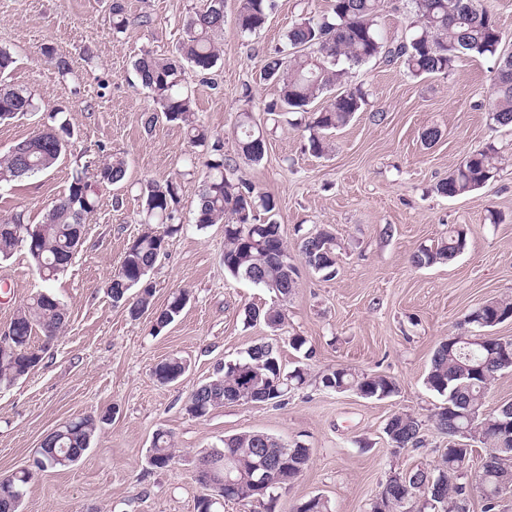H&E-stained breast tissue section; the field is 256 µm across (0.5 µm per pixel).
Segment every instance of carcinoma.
I'll return each instance as SVG.
<instances>
[{
	"mask_svg": "<svg viewBox=\"0 0 512 512\" xmlns=\"http://www.w3.org/2000/svg\"><path fill=\"white\" fill-rule=\"evenodd\" d=\"M416 16L415 31L390 41L379 29L381 0H332L329 12L315 17L302 16L284 34V45L268 53L260 70V79L279 87V100L267 105L268 112L298 113L294 126L309 132L307 149L322 155L329 148L326 132L346 125L362 110L365 94L349 85L350 70L372 59L388 63L401 62L413 77L446 75L463 55L497 57L491 77L492 94L487 101L489 120L500 127L512 128V59L498 56L503 33L487 0H412ZM273 9V0H238L236 23L243 34L264 27ZM122 0H112V29L117 33L128 27ZM224 28V0H204L199 9L184 21L183 36L177 54L159 57L146 53L135 63V75L149 91L159 112L145 114L144 123L152 126L162 116L182 126L189 143L196 147L213 141L204 161H191L202 166V184L196 202L197 227L224 225V270L232 278H244L257 286L272 290L285 298L296 286L297 267L288 256L281 225L275 219L277 202L255 187L230 176V164L224 157L220 140L196 116L192 95L181 86L184 67L209 72L220 58L215 36ZM15 58L0 48V122L20 112H32L36 103L32 94L7 83ZM342 86L344 90L318 112L307 107L324 91ZM239 147L248 160L259 163L266 151V139L258 128L253 113L238 114ZM71 132L65 124L49 125L36 130L18 142L22 150H8L0 156V183H11L46 172L65 155ZM505 163L499 148L489 143L466 157L448 178L439 182L437 191L448 197L468 194L495 181ZM126 175V160L111 154L95 168L92 175L80 171L70 184L68 194L59 198L41 224H26L20 216L0 221V260L26 247L32 264L46 283L54 281L71 264L70 251L78 234L85 230L86 220L95 209V185L114 184ZM180 184L171 178L164 183L148 181L141 186L144 218L147 228L135 237L124 252L120 266L108 286L114 304L127 306L136 318L152 303L153 285L144 271L150 270L163 255L167 240L182 226L175 223V207L180 202ZM466 246L460 229L451 230L448 238L434 247L413 253L412 265L430 267L443 264ZM300 258L327 279L336 272L335 237L325 229L308 231L301 236ZM190 301L185 290L173 292L166 305L154 318L153 330L160 332L173 323ZM249 322L260 321L279 330L284 315L275 306L250 307L245 312ZM512 319V301L491 300L472 310L465 323L482 327L496 326ZM66 323V310L50 291H40L30 298L9 324L12 336L0 335V386H10L27 375L42 360L43 348L32 347V336L41 333L44 340H55ZM502 348L494 342H440L431 358L425 377L426 386L437 394L453 397V422H448V408L438 406L429 417L435 431L450 438L462 436L472 410L480 413L483 424L478 443L488 447L478 470L481 512H497L503 496L500 481L505 469H512V437L504 434L500 410L484 409L486 391L505 366ZM185 361L173 355L158 363L154 377L161 384L176 382L185 372ZM304 382V371L297 367L284 370L277 349L264 343L251 346L245 355L227 362L216 375L201 384L189 397L186 411L195 418L206 417L214 408L248 398L256 403L279 407L288 393ZM324 387L353 390L366 398H388L397 391L394 379L384 375L359 374L349 368H336L322 378ZM101 426L99 415L85 414L67 421L43 441L34 464L25 470L0 478V512H19L24 490L36 473L48 469H66L77 463L91 447ZM423 423L404 413L392 414L385 433L394 452L418 448L422 443ZM236 449L243 459L256 460L266 452L275 455L288 448V477L302 474L308 465L306 449L287 446L271 435L261 439L254 432L230 437V443L200 452L197 480L204 485L224 474V448ZM473 453L469 445L453 444L444 449L432 470L439 484L435 506L428 504L425 493L417 490L410 497L415 512H460V503L471 497L466 491V468ZM174 459L171 432L161 430L153 438L148 463L166 468ZM282 488L270 486L256 492L244 484L227 501L264 504L266 512H275ZM295 512H331L328 501L314 496L298 503ZM371 512H407V504L398 497L376 499Z\"/></svg>",
	"mask_w": 512,
	"mask_h": 512,
	"instance_id": "carcinoma-1",
	"label": "carcinoma"
}]
</instances>
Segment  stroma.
Here are the masks:
<instances>
[{"instance_id": "1", "label": "stroma", "mask_w": 512, "mask_h": 512, "mask_svg": "<svg viewBox=\"0 0 512 512\" xmlns=\"http://www.w3.org/2000/svg\"><path fill=\"white\" fill-rule=\"evenodd\" d=\"M123 2L130 24L116 34L112 0H0V47L16 59L8 81L31 92L38 105L0 123V154L54 112L73 133L69 150L48 172L0 186V221L19 214L25 223H42L77 172L93 170L109 153L127 161L124 181L98 186L83 243L58 279L44 283L22 247L0 262V280L10 284L8 294L0 293V330L43 289L67 312L51 345L35 336V345L45 348L41 363L0 388V476L29 465L43 438L62 423L108 411L111 422L79 462L34 477L21 512H195L204 492L196 481L200 452L244 431L310 450L307 468L283 493L277 512H293L316 495L332 512H369L390 474L433 468L448 445L428 422L443 401L424 384L437 345L476 333L464 318L480 304L512 300V131L494 126L484 107L495 60L465 55L448 74L421 78L398 62L355 66L350 81L366 94L364 110L329 134V153L316 157L285 117L266 114L278 89L259 72L288 28L303 14L327 13L329 0H276L265 28L252 35L236 26L237 0H224L217 66L205 77L189 68L182 75L197 116L223 143L232 178L275 197L291 256L299 254L302 228L329 229L336 243L335 277L298 264L297 286L280 301L225 273L223 225L197 229L201 172L189 164L195 149L183 129L164 120L144 125L154 104L133 64L148 52L172 54L183 20L202 0ZM145 14L152 19L147 27L137 22ZM47 46L70 62L72 74L61 76L44 60ZM245 109L265 131L266 153L258 163L237 146L235 120ZM431 127L441 136L428 145L422 134ZM489 143L506 158L496 181L457 198L436 192L449 171ZM173 177L181 183L176 221L183 229L149 271L151 308L135 319L113 304L108 283L143 229L141 184ZM454 227L466 232L463 252L445 264L411 265L413 253ZM179 289L189 292V304L153 333L155 311ZM274 304L285 315L281 330L246 322V308ZM294 334L306 338L310 357L289 347ZM273 339L285 370L300 366L307 373L287 404H227L204 418L186 412L190 393L217 367ZM172 355L184 358L187 369L164 386L152 370ZM337 367L391 377L398 391L376 400L325 389L323 375ZM395 412L423 420L421 447L393 453L384 427ZM160 429L172 433L175 459L156 469L147 457Z\"/></svg>"}]
</instances>
